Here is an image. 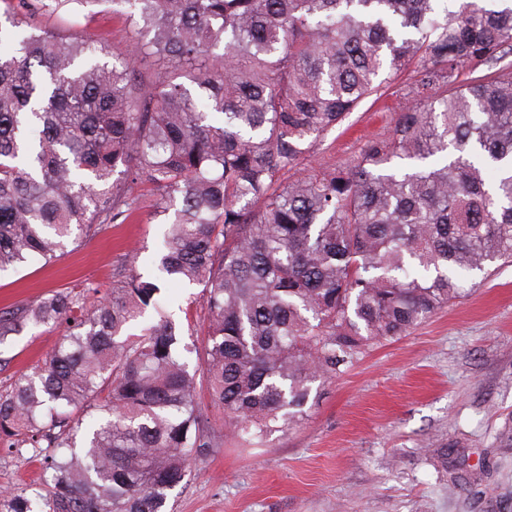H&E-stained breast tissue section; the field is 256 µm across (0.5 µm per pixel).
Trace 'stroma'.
<instances>
[{
  "instance_id": "stroma-1",
  "label": "stroma",
  "mask_w": 512,
  "mask_h": 512,
  "mask_svg": "<svg viewBox=\"0 0 512 512\" xmlns=\"http://www.w3.org/2000/svg\"><path fill=\"white\" fill-rule=\"evenodd\" d=\"M411 70L388 79L340 127L320 138L283 182L310 168L357 159L388 137L409 104ZM69 245L51 267L0 276V309L86 283L109 291L125 253L162 247L155 196ZM464 296L408 335L370 347L352 367L318 384L306 419L251 448L228 438L195 460L171 498L175 512H512V263L464 278ZM170 309L185 332L202 331L200 287L173 289ZM64 326L25 330L4 352V387L42 361ZM45 449L0 447V491L39 492Z\"/></svg>"
}]
</instances>
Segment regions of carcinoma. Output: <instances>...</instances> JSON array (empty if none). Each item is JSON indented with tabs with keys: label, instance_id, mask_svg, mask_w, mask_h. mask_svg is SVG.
<instances>
[{
	"label": "carcinoma",
	"instance_id": "1",
	"mask_svg": "<svg viewBox=\"0 0 512 512\" xmlns=\"http://www.w3.org/2000/svg\"><path fill=\"white\" fill-rule=\"evenodd\" d=\"M0 2V273L124 223L138 184L166 224L155 273L125 260L95 308L84 284L0 310V346L67 324L0 389L1 441L64 449L46 494L1 493L0 512H172L199 450L219 447L201 389L262 445L304 420L317 381L462 297L461 275L512 261V71L462 79L512 51V4ZM88 6L128 9L110 62L89 35L33 32ZM412 61L389 137L281 185ZM161 281L202 287L200 344Z\"/></svg>",
	"mask_w": 512,
	"mask_h": 512
}]
</instances>
